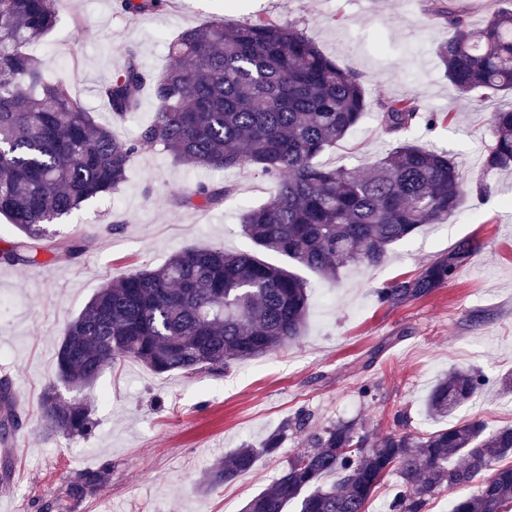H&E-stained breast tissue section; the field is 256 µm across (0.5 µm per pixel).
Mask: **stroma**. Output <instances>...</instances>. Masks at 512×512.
I'll use <instances>...</instances> for the list:
<instances>
[{"instance_id":"35a3bbf8","label":"stroma","mask_w":512,"mask_h":512,"mask_svg":"<svg viewBox=\"0 0 512 512\" xmlns=\"http://www.w3.org/2000/svg\"><path fill=\"white\" fill-rule=\"evenodd\" d=\"M426 7V0H168L157 14L121 21L118 0H68L33 52L49 77L71 81L100 121L111 115L99 89L127 52L158 72L175 63L169 39L190 27L271 17L297 26L357 72L371 101L410 98L421 111L448 113L437 127L415 126L405 139L453 156L466 195L448 220L392 246L380 266H350L334 280L308 274L309 311L296 341L221 375L157 373L120 359L87 392L92 435H50L40 397L55 379L66 324L96 289L187 247L242 248V213L271 196L270 182L254 169H192L162 147L142 150L117 193L87 202L59 224L62 236L87 239L78 259L44 252L32 265L0 264V380L10 382L20 416L14 435L0 442V512H240L306 448L311 431L346 421L378 438L395 429L400 415L411 432L439 428L424 402L451 368L480 369L489 382L449 424L512 426V395H501L497 385L512 373V173L484 169L489 117L512 107V98L458 93L435 53L448 30ZM391 146L370 112L320 161L366 174ZM201 181L230 183L236 192L212 210L173 204L175 194ZM480 181L492 190L488 199L477 196ZM113 224L120 233L110 232ZM465 239L480 249L447 287L397 306L379 301L381 288L416 276ZM301 411L310 415L308 427L289 430L277 455L202 489L210 467L241 446L260 444ZM89 471L104 472L103 484L70 498V484Z\"/></svg>"}]
</instances>
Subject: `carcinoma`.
Listing matches in <instances>:
<instances>
[{
	"mask_svg": "<svg viewBox=\"0 0 512 512\" xmlns=\"http://www.w3.org/2000/svg\"><path fill=\"white\" fill-rule=\"evenodd\" d=\"M166 0H120L122 18L152 14ZM63 0H0V216L20 236L0 251L10 265L33 264L43 251L77 258L84 239L58 238L47 225L88 201L120 189L131 159L160 146L180 164L231 170L250 166L272 183L268 202L246 210L247 246L185 248L164 264L114 280L93 295L66 326L57 354L56 382L41 399L45 427L71 439L93 430L89 401L104 366L133 357L159 373H220L235 361L297 340L309 308L308 282L293 268L335 278L350 265L375 268L389 249L424 224H440L465 195L460 165L402 139L413 127L445 120L407 98L376 105L382 132L396 146L368 176L329 168L317 158L338 146L370 110L360 77L326 55L292 24L255 17L224 28L201 23L169 46L175 66L155 74L133 52L100 88L121 121L137 110L151 86L157 109L134 140L99 123L63 79L49 78L31 47L53 30ZM448 39L437 48L448 81L462 94H512V10L478 27L465 13L439 4ZM489 170L512 169V107L492 113ZM231 184H198L177 195L185 209L215 208L232 197ZM460 241L417 276L379 291L383 304L420 299L448 285L479 250ZM288 259V267L256 252ZM488 382L478 371L451 369L426 401L436 419L454 415ZM0 429L18 424L11 385L0 382ZM300 413L268 435L261 447L244 446L205 478L210 486L234 480L261 455L278 452L286 432L300 428ZM311 448L288 464L274 485L249 498L242 512H367L375 488L399 478L389 512H425L448 486L483 478L480 491L456 501L452 512H512V426L490 432L481 421L457 423L425 435L405 429L375 444L349 423L314 434Z\"/></svg>",
	"mask_w": 512,
	"mask_h": 512,
	"instance_id": "obj_1",
	"label": "carcinoma"
}]
</instances>
